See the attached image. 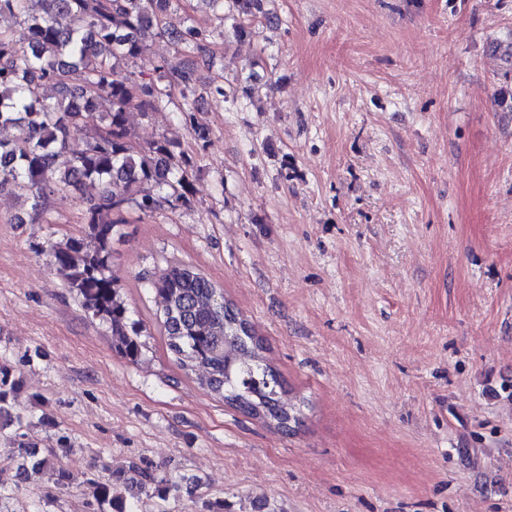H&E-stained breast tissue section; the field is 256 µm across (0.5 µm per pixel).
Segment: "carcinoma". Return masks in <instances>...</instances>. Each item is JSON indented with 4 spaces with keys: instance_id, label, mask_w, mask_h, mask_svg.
<instances>
[{
    "instance_id": "carcinoma-1",
    "label": "carcinoma",
    "mask_w": 512,
    "mask_h": 512,
    "mask_svg": "<svg viewBox=\"0 0 512 512\" xmlns=\"http://www.w3.org/2000/svg\"><path fill=\"white\" fill-rule=\"evenodd\" d=\"M179 0H0V15L27 26V46L0 30V126L13 127L12 140H0V192L33 199L68 198L90 184L97 193L81 195L89 234L50 246V256L65 272L67 287L92 316L111 332L112 349L138 360L146 347L143 327L134 321L112 274V240L124 214L135 209L152 215L189 201L192 157L175 156L164 136L146 147L136 145L127 115L146 116L172 104L170 88L178 86L177 111L194 121L195 94L201 71L209 68L206 34L189 25L177 35L190 63L163 62L148 76L137 77L125 64L141 58L148 43L173 32L164 18ZM231 22L234 37L251 35L263 18L267 0H203ZM85 137L84 148L70 143ZM159 299L160 335L182 370L242 413L290 432L300 418L282 401L279 372L263 356V343L252 326L224 300L215 283L182 262L147 279ZM18 385L0 366V404L16 396ZM16 452L48 475L45 497L69 487L58 449L45 455L20 442ZM180 483L158 476L151 466L113 470L104 480L89 481L96 512H139L143 499L166 501Z\"/></svg>"
}]
</instances>
